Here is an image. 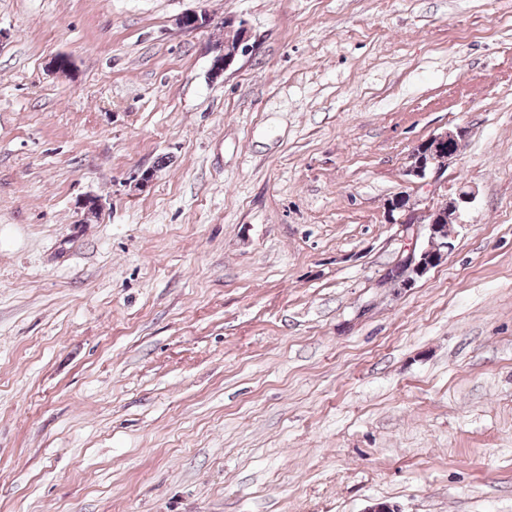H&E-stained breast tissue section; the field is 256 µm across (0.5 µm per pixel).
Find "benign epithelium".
Returning <instances> with one entry per match:
<instances>
[{"label":"benign epithelium","mask_w":512,"mask_h":512,"mask_svg":"<svg viewBox=\"0 0 512 512\" xmlns=\"http://www.w3.org/2000/svg\"><path fill=\"white\" fill-rule=\"evenodd\" d=\"M210 22L209 15L201 11H193L179 17V26L183 30L193 31L206 27ZM228 29L238 31V38L224 46L213 49L209 74L216 79L230 67L236 56L249 49L250 31L243 20L224 19ZM468 130L462 126L448 128L420 143L426 150L427 159L418 160L413 156L409 176L414 182L424 186L448 166L457 160L467 139ZM475 191L467 184H462L456 197L448 199L445 208L448 217H457L464 205L471 202ZM405 206L398 209L388 208L387 216L392 224H399L406 233L414 230V225L423 224L426 228L425 242L422 245L412 243L399 261L385 269L381 275V283L391 284L398 288H409L414 285L412 275L424 276L430 269L447 259L451 245L445 241V234L451 232L452 225L441 223L439 208H417V203L406 195L400 196Z\"/></svg>","instance_id":"7a95c632"}]
</instances>
